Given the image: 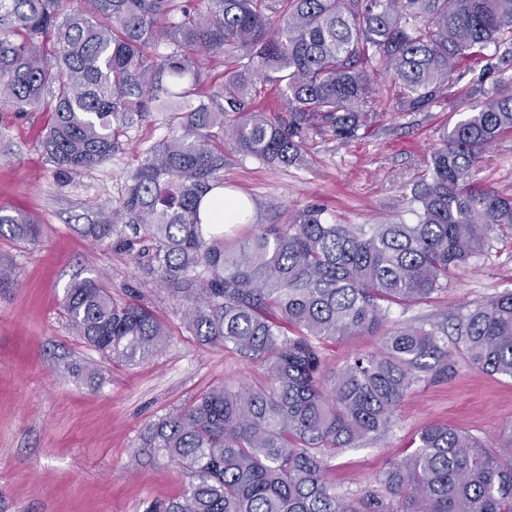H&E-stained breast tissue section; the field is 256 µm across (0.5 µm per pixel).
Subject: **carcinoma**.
<instances>
[{"label": "carcinoma", "mask_w": 512, "mask_h": 512, "mask_svg": "<svg viewBox=\"0 0 512 512\" xmlns=\"http://www.w3.org/2000/svg\"><path fill=\"white\" fill-rule=\"evenodd\" d=\"M0 0V103L48 114L41 151L60 174L112 160L136 117L163 112L171 135L140 153L112 204L101 241L132 226L145 272L184 295L187 328L262 366L260 389L222 386L151 422L140 452L176 463L181 496L144 512H512V425L489 441L443 424L415 439L378 487L339 495L325 478L335 451L390 431L397 405L428 376L448 374L445 329L386 327L497 235H512V194L475 182L482 153L512 135V0ZM235 70L211 98L203 57ZM277 82L284 114L256 109L255 76ZM400 112L446 105L425 173L410 189L414 222L331 224L308 206L288 224H254L248 203L224 204V143L268 165L304 161L320 136L366 134L377 114L374 77ZM214 223L202 224V210ZM0 235L33 242L36 225L0 214ZM72 330L101 356L137 363L166 332L106 284H72ZM467 362L512 378V291L456 315ZM381 336L374 352L323 370L320 344Z\"/></svg>", "instance_id": "1"}]
</instances>
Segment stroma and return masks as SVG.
I'll return each mask as SVG.
<instances>
[{
  "label": "stroma",
  "instance_id": "obj_1",
  "mask_svg": "<svg viewBox=\"0 0 512 512\" xmlns=\"http://www.w3.org/2000/svg\"><path fill=\"white\" fill-rule=\"evenodd\" d=\"M374 88L382 112L369 135L346 145L314 140L302 164L269 167L225 146L226 190L249 200L252 223L282 224L307 205L322 207L336 224L409 219L411 181L453 114L403 113L383 79ZM46 119L0 104V208L26 215L40 229L29 244L0 236V263L13 270L12 283L0 288V512H142L144 502L177 497L188 483L175 464L138 453L144 427L210 388L257 389L267 376L224 346L196 339L173 289L143 275L129 247L131 230L99 242L84 231L107 223L141 150L167 136L161 113L126 129L123 151L112 161L69 178L55 176L39 147ZM473 178L512 193V137L484 152ZM97 276L115 301L137 298L166 327L160 352L118 363L75 335L65 291ZM510 290L512 237L499 236L454 272L446 290L421 305L392 306L390 320L446 324L464 306ZM379 345V336L368 334L325 343L324 369L335 371L349 355ZM68 364L80 366V374L66 373ZM394 420L380 440L332 456L327 478L337 493L361 496L430 424L485 440L512 424V378L474 368L454 353L447 378L414 387Z\"/></svg>",
  "mask_w": 512,
  "mask_h": 512
}]
</instances>
